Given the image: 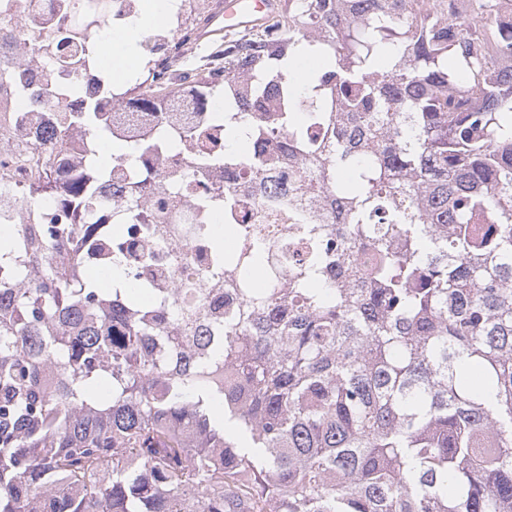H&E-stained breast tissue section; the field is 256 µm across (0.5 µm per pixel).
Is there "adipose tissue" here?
<instances>
[{"mask_svg":"<svg viewBox=\"0 0 512 512\" xmlns=\"http://www.w3.org/2000/svg\"><path fill=\"white\" fill-rule=\"evenodd\" d=\"M175 0H146L142 12L108 37L112 50V78L116 81L135 77L142 59V42L147 33L174 6Z\"/></svg>","mask_w":512,"mask_h":512,"instance_id":"obj_1","label":"adipose tissue"}]
</instances>
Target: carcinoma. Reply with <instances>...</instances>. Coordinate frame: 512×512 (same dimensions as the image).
<instances>
[{"mask_svg":"<svg viewBox=\"0 0 512 512\" xmlns=\"http://www.w3.org/2000/svg\"><path fill=\"white\" fill-rule=\"evenodd\" d=\"M288 0L283 46L269 24L214 46L193 111L206 127L269 139L252 177L297 163L296 191L256 199L289 221L271 239L231 226L220 262L241 258L266 288L224 271V319L205 294L151 307L103 289L87 262L89 207L120 157L70 167L49 152L21 190L61 217L28 231L0 219V512H512V30L500 0ZM92 24H68L21 56L96 84L62 136L114 135L112 82ZM323 61L303 92L286 65ZM28 109L49 108L23 79ZM182 85L150 84L134 112H161ZM203 134L124 142L138 156L194 148ZM201 166H231L213 144ZM121 237L142 225L132 192ZM120 331L118 338L110 333ZM57 376L50 389L45 372Z\"/></svg>","mask_w":512,"mask_h":512,"instance_id":"carcinoma-1","label":"carcinoma"}]
</instances>
